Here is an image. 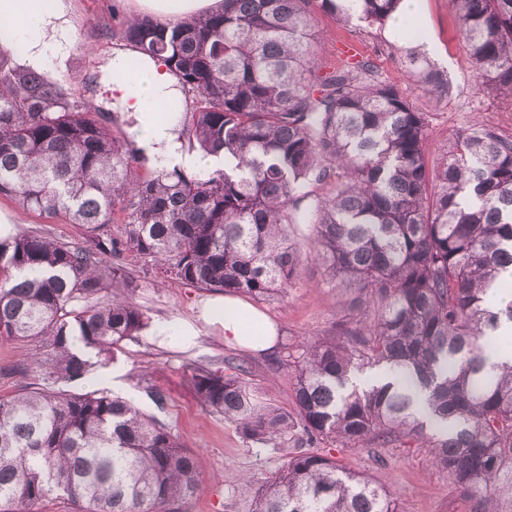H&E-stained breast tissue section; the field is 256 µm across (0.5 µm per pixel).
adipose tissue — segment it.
Returning a JSON list of instances; mask_svg holds the SVG:
<instances>
[{
	"label": "adipose tissue",
	"mask_w": 512,
	"mask_h": 512,
	"mask_svg": "<svg viewBox=\"0 0 512 512\" xmlns=\"http://www.w3.org/2000/svg\"><path fill=\"white\" fill-rule=\"evenodd\" d=\"M140 10L163 22H179L219 9L223 0H137ZM73 43V29L64 0H0V49L16 53L34 69L50 68L64 75ZM128 52L117 51L102 66L122 111L131 121L136 146L147 164L162 171L174 167L205 173L224 166L223 155L187 152L180 138V114L172 110L181 99L177 78L164 62L133 71ZM202 317L219 325L224 340L258 354L277 343L273 322L238 298L218 296L206 301Z\"/></svg>",
	"instance_id": "ef3b65f1"
}]
</instances>
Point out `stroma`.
Here are the masks:
<instances>
[{
  "instance_id": "obj_1",
  "label": "stroma",
  "mask_w": 512,
  "mask_h": 512,
  "mask_svg": "<svg viewBox=\"0 0 512 512\" xmlns=\"http://www.w3.org/2000/svg\"><path fill=\"white\" fill-rule=\"evenodd\" d=\"M73 27V48L66 67L71 74L64 86L83 108L97 112L111 132L130 139V122L120 112L100 65L120 46L119 29L136 18L135 0H68ZM424 49L446 75L447 94L414 90L396 51L390 26L355 21L341 24L321 10H314V52L320 71H332L342 53L355 48L368 59L378 76L407 92L418 111L428 118L429 169H436L456 134L481 127L512 139V99L479 87L474 67L457 37V19L449 0H420ZM0 210L12 215L19 233H44L73 243H83L81 226L50 219L18 207L0 196ZM208 291L149 275L132 295L150 324L165 322L172 332L195 321L198 306L209 299ZM256 307L275 323L280 346L274 356L256 355L225 343L218 327L200 325L190 346L157 343L148 329L124 341L113 360L95 366L73 391H105L133 401L157 417L200 461L202 486L186 501L181 512H244L238 495L244 478L264 480L297 446L294 437L273 446L246 441L223 416L204 410L190 384L192 365L223 366L236 358L249 368L250 387L262 399L288 408L292 405L290 362L311 341L332 334L346 319L341 284L321 263L305 262L285 294ZM31 346L0 341V394L10 395L33 383V374L22 373L30 361ZM161 393L163 405L152 395ZM331 454L341 465L382 480L398 497V512H471L467 496L431 461L427 449L417 443L387 448H335Z\"/></svg>"
}]
</instances>
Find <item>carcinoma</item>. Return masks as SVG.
<instances>
[{"label":"carcinoma","mask_w":512,"mask_h":512,"mask_svg":"<svg viewBox=\"0 0 512 512\" xmlns=\"http://www.w3.org/2000/svg\"><path fill=\"white\" fill-rule=\"evenodd\" d=\"M384 24L402 0H224L175 26L126 22L143 65L161 59L187 94V149L224 153L205 175L142 172L136 149L70 101L48 71L0 51V195L80 224L86 244L47 235L0 239V340L36 353L38 383L0 395V512H33L61 492L77 512H180L200 490L198 455L132 402L71 393L147 325L125 296L133 253L171 279L266 301L304 257L324 263L358 317L295 361L293 410L259 399L241 365L195 367L205 410L251 442L299 432L308 445L271 477L240 486L248 512H397L396 493L322 446L403 440L473 503L512 512V361H487L512 323V140L465 129L437 169L427 117L366 60L319 76L309 6ZM478 81L512 98V0H450ZM415 88L448 82L420 44L398 47ZM334 184L326 196L309 187ZM290 224H312L304 251ZM390 380L359 389L353 371Z\"/></svg>","instance_id":"carcinoma-1"}]
</instances>
